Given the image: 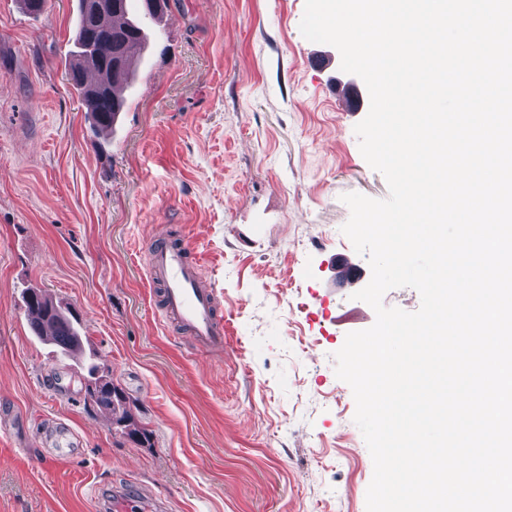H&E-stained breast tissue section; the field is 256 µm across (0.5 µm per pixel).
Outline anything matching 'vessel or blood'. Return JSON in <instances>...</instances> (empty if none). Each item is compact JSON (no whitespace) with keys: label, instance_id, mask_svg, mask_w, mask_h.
Listing matches in <instances>:
<instances>
[{"label":"vessel or blood","instance_id":"1","mask_svg":"<svg viewBox=\"0 0 512 512\" xmlns=\"http://www.w3.org/2000/svg\"><path fill=\"white\" fill-rule=\"evenodd\" d=\"M148 274L161 287L165 318L180 326L196 348L223 351L224 317L217 291L199 263L191 259L187 245L156 243L148 257ZM41 445L50 449L55 460L63 461L71 459L82 442L67 423L57 421L43 431ZM96 501L106 512L143 509L140 494L126 488L98 493Z\"/></svg>","mask_w":512,"mask_h":512}]
</instances>
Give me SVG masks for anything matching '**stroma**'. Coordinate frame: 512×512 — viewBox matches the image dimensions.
Segmentation results:
<instances>
[{"label":"stroma","instance_id":"35a3bbf8","mask_svg":"<svg viewBox=\"0 0 512 512\" xmlns=\"http://www.w3.org/2000/svg\"><path fill=\"white\" fill-rule=\"evenodd\" d=\"M305 0H170L112 136L67 79L79 0L40 16L0 0V512H96L103 482L150 512H366L373 461L335 353L374 310L341 255L342 194H389L327 90L365 84L306 65ZM184 242L214 281L224 352L161 315L146 258ZM40 290L79 319L84 358L33 336ZM124 391L149 439L86 398L87 362ZM62 417L83 449L28 450Z\"/></svg>","mask_w":512,"mask_h":512}]
</instances>
